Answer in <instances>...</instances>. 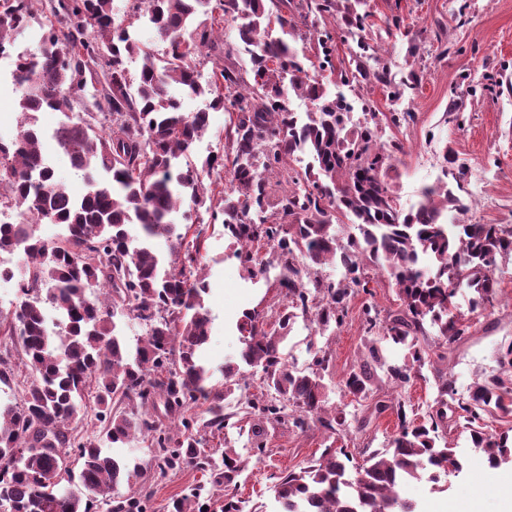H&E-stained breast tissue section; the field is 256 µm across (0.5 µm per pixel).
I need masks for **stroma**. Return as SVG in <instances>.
<instances>
[{
    "label": "stroma",
    "instance_id": "35a3bbf8",
    "mask_svg": "<svg viewBox=\"0 0 512 512\" xmlns=\"http://www.w3.org/2000/svg\"><path fill=\"white\" fill-rule=\"evenodd\" d=\"M366 10L370 34L383 48L381 65L395 77L411 70L418 75L415 88L401 89L395 101L380 86L343 89L348 99L372 100L376 111L414 113L413 123L384 127V141L404 148L394 177L401 203L410 205L423 185L442 178L444 155L451 151L468 166L463 197L469 210L463 222L512 225V0H367ZM394 16L403 20L397 31L387 28ZM203 230L202 274L209 285L205 306L212 319L206 361L217 383L225 360L242 346L238 320L253 309L278 308L282 297L276 286L278 269L263 279L249 278L229 248L223 225L207 223ZM494 276L499 288L493 305L469 315L467 339L448 356L446 367L462 395L475 379L498 373L499 350L512 342V259L499 261ZM367 303L387 311L397 309L400 301L388 282L372 285L370 293L352 299L343 325L320 339L333 356L324 376L327 405L342 407L350 415L361 407L339 383L360 360L361 310ZM249 423L263 432V453H256L236 428L226 430L227 446L247 461L235 479L242 512L260 504L274 507L277 477L319 457L328 444L318 427L298 434L286 424L255 416ZM396 428V416L390 412L371 420L365 430L349 426L354 463H363V449L384 448ZM467 437L460 428L450 435L465 471L452 479L448 491H433L424 479L402 487V497L415 501L419 512H432L438 502L448 503L454 512H467L473 502L480 512H500L498 485L512 482V467L486 472L484 454L471 449Z\"/></svg>",
    "mask_w": 512,
    "mask_h": 512
}]
</instances>
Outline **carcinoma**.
Wrapping results in <instances>:
<instances>
[{
	"instance_id": "carcinoma-1",
	"label": "carcinoma",
	"mask_w": 512,
	"mask_h": 512,
	"mask_svg": "<svg viewBox=\"0 0 512 512\" xmlns=\"http://www.w3.org/2000/svg\"><path fill=\"white\" fill-rule=\"evenodd\" d=\"M220 17L209 14L211 2ZM33 0H4L0 49L37 21ZM365 0H129L118 16L115 0H57L52 17L39 22V52L17 60L13 82L25 115L18 136L0 141V205L19 211L0 223V253L23 248L25 270L17 302L0 312V334L19 344L29 382L19 403L0 400V512H156L152 485L129 497L111 494L132 476L128 465L106 454L137 438L155 454L149 467L161 481L184 466L209 473L198 486L168 502L166 512H205L226 489L244 460L229 451H206L207 436L222 434L231 415L224 401L241 388L245 369L263 372L264 394L246 401L245 414L288 422L299 434L318 425L332 437L346 427L342 409L328 410L325 374L330 352L309 341L306 369L291 365L282 343L301 316L325 335L340 327L355 293L386 279L401 301L381 315L362 308L365 358L343 378L345 394L374 401V412L396 414L387 447L350 472L326 447L320 457L276 485L279 512H417L402 498L408 478L428 476L434 490L464 468L456 447L444 440L464 420L471 447L493 469L512 463V435L490 433L485 417L512 416V342L499 353V373L473 382L457 396L452 375L436 370L437 395L424 422L408 418L403 400H374L382 386L403 389L417 377L432 346L452 351L469 326L458 311V292H470L469 312L493 304L497 259L512 257V227L444 224L443 212L464 213L460 196L468 168L446 155L445 180L420 190L404 210L390 172L402 147L381 141V119L364 101L362 117L329 97L298 58L288 36L311 33L315 20L335 22L356 48L349 65L335 66L336 37L317 32L314 57L343 85L392 88L386 69L374 66L382 48L369 36ZM237 24L238 42L251 67L217 65L202 79V49L229 59L235 47L219 45L224 21ZM164 45L144 43L135 23ZM277 24L281 35L269 33ZM141 62L130 73L127 62ZM204 97L207 108L187 112L183 96ZM312 108L300 115L290 97ZM92 101L96 113L72 120L75 106ZM67 116L54 131L60 149L87 178L76 199L59 182L40 149L35 113ZM228 114L227 151L193 156L209 111ZM229 168L227 189L216 197L205 179ZM206 208L224 224L235 257L257 277L280 268L283 308L276 325L249 311L238 324L243 336L236 362L224 364V383L198 360L211 318L200 275L202 230L188 220ZM358 233L341 241L339 217ZM59 224L48 242L35 225ZM341 268L337 281L318 268ZM131 314L147 327L130 345L119 317ZM385 336L404 351L391 362L378 347ZM208 404L207 416L195 412ZM173 425L157 416L158 406ZM93 419L94 430L73 434V424ZM30 448L22 458L16 449ZM79 464L74 473L72 463Z\"/></svg>"
}]
</instances>
